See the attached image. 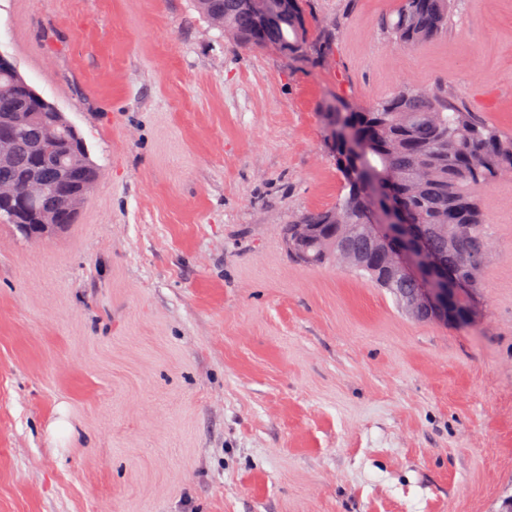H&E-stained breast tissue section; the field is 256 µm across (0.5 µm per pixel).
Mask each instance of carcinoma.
<instances>
[{
	"label": "carcinoma",
	"mask_w": 512,
	"mask_h": 512,
	"mask_svg": "<svg viewBox=\"0 0 512 512\" xmlns=\"http://www.w3.org/2000/svg\"><path fill=\"white\" fill-rule=\"evenodd\" d=\"M193 2L244 48L273 46L295 58L319 61L331 50L326 24L316 23L317 34L310 36L307 0H288L286 6L274 0ZM453 5L454 0H401L383 26L392 40L414 48L448 31ZM319 118L329 151L344 162L337 170L346 192L333 207L289 222V257L308 266L346 261L344 252L364 240L365 213L375 205L368 185L382 181L403 199L410 223L457 264L448 287L460 290L455 307L465 310L469 296L481 288L484 269L465 257L475 241L490 254L489 224L474 189L512 173V136L449 102L447 92L414 86L370 107L331 96L320 104ZM349 130L368 146L359 159L349 153ZM48 152L56 161L51 183L45 185L36 170L39 157ZM80 158H89L88 147L81 134L71 135L58 119L55 104H43L20 73L0 67V222L29 223L12 209L16 196L25 193L38 208L64 197V215L75 223L86 197L72 177V161ZM353 270L396 297L408 287L378 252L367 253Z\"/></svg>",
	"instance_id": "1"
}]
</instances>
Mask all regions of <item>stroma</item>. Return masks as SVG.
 Listing matches in <instances>:
<instances>
[{
  "instance_id": "obj_1",
  "label": "stroma",
  "mask_w": 512,
  "mask_h": 512,
  "mask_svg": "<svg viewBox=\"0 0 512 512\" xmlns=\"http://www.w3.org/2000/svg\"><path fill=\"white\" fill-rule=\"evenodd\" d=\"M400 0H311L329 62L192 0H0V52L100 170L75 224H0V512H497L512 496V174L463 328L411 318L289 219L344 193L320 103L413 85L512 133V0L396 44Z\"/></svg>"
}]
</instances>
